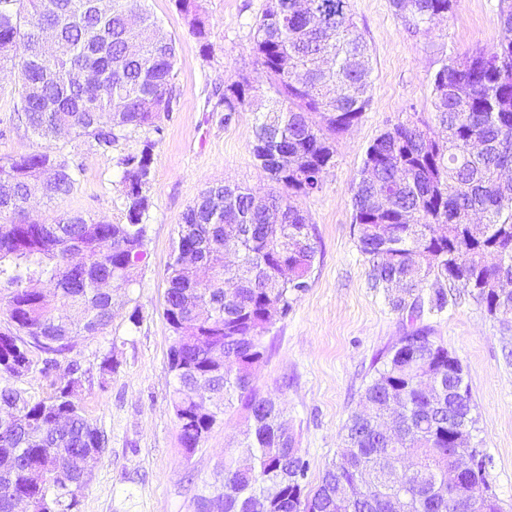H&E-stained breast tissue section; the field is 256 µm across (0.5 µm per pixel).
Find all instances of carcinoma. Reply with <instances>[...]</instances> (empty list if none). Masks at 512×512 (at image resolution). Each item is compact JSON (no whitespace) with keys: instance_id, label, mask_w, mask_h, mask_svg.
<instances>
[{"instance_id":"cac0c4a2","label":"carcinoma","mask_w":512,"mask_h":512,"mask_svg":"<svg viewBox=\"0 0 512 512\" xmlns=\"http://www.w3.org/2000/svg\"><path fill=\"white\" fill-rule=\"evenodd\" d=\"M199 38L206 35L199 0H177ZM297 0H267L255 22L253 53L269 80L257 91L242 77L224 82V121L255 114L254 157L278 185L258 197L238 185L215 183L190 206L178 225L165 315L173 333L168 365L180 442L192 452L222 415L238 403L246 426L237 448L224 455L213 482L195 498V512H251L257 497L269 512H502L485 466L478 463L459 481L456 496L442 492L454 466L456 444L476 449L477 417L460 360L416 328L415 346L395 343L382 368L366 384V411L348 419V459L336 458L313 494L304 493L305 465L295 437L284 432L273 410L278 400L254 386L264 360L262 335L288 316L308 288L316 258L315 228L299 200L319 191L335 165L336 138L358 124L371 104V57L349 13V0H309V15ZM413 28L446 15L454 0H392ZM141 13L142 54L127 53L126 13ZM503 36L491 53L455 57L432 80L438 128L408 119L380 134L367 148L351 186L359 246L371 262L373 286L400 293L396 309L420 312L406 294L434 276L432 301L442 306V282L470 288L471 298L491 315H512V184L500 171L512 167V0H501ZM43 24L56 27L59 43L37 37ZM160 24L145 0H112L98 13L93 0H0V65L17 72V111L47 147L0 162V305L12 330L0 333V375L20 378L32 366L30 353L64 356L78 337L105 334L112 324V295L97 288H131L144 259L149 200L137 188L152 178L155 141L162 132L157 107L172 102L175 46L156 40ZM73 69L100 77L99 94L87 95L69 78ZM142 148L117 163L127 223L111 224L63 213L49 224L23 219L24 200L39 185L42 168L57 164L55 179L42 186L44 199L68 194L80 168L55 145L75 135L109 148L137 132ZM477 139L483 151L472 154ZM390 196L388 206L378 197ZM280 208L281 224L268 223ZM240 267L225 283L224 231ZM212 262V277L196 278L199 259ZM288 263L282 273L281 263ZM80 366L34 399L16 386L0 387V512L11 498L32 499L31 512H69L74 488L89 475L82 465L89 449L103 452L105 437L73 399ZM208 400L196 403L189 385ZM428 384L433 393L422 390ZM398 414L401 447L379 430L387 410ZM412 459L404 484L393 476L398 458ZM364 479L370 492L356 489Z\"/></svg>"}]
</instances>
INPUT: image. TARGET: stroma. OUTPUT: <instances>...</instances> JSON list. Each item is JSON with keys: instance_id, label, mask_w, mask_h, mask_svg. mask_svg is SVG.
Segmentation results:
<instances>
[{"instance_id": "stroma-1", "label": "stroma", "mask_w": 512, "mask_h": 512, "mask_svg": "<svg viewBox=\"0 0 512 512\" xmlns=\"http://www.w3.org/2000/svg\"><path fill=\"white\" fill-rule=\"evenodd\" d=\"M207 35L196 37L175 0H147L150 12L175 41L173 109L153 149L147 256L133 288L114 290L112 325L106 334L78 339L70 356L49 366L34 354L32 371L16 384L41 398L69 361L84 373L74 398L104 432L107 447L71 512H193V499L212 481L224 455L240 438L239 408L222 419L194 452L179 439L172 405L168 354L172 332L164 315L168 266L177 226L186 209L212 183L269 192L273 184L252 153L254 115L225 117L212 91L224 81L247 78L266 89L268 78L253 54L255 19L266 0H200ZM500 0H456L428 31L409 28L391 0H350V9L371 48V106L336 140V164L323 186L301 202L317 237L309 286L288 316L266 333L267 356L254 384L275 396L306 465L305 491L315 490L342 448L348 418L387 350L412 327L429 330L459 358L482 440L489 481L504 512H512V316H491L465 289L451 287L435 306L431 285L417 289L421 311L392 307L385 289L373 287L353 221L350 187L367 147L394 124L415 117L434 121L431 80L440 66L467 52H491L502 32ZM20 86L0 81V160L40 150L42 143L16 111ZM137 132L101 149L84 138L59 141L61 153L82 169L71 192L33 212L44 222L78 213L113 224L127 221L117 162L138 149ZM139 324H131V314ZM111 357L113 369L100 363Z\"/></svg>"}]
</instances>
